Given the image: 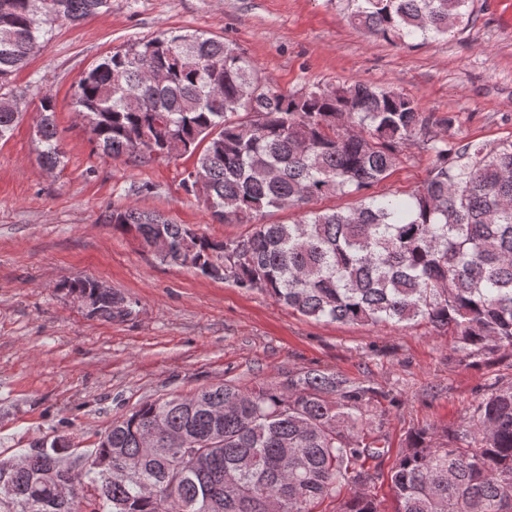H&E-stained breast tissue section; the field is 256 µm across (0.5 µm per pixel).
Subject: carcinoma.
<instances>
[{
	"label": "carcinoma",
	"mask_w": 512,
	"mask_h": 512,
	"mask_svg": "<svg viewBox=\"0 0 512 512\" xmlns=\"http://www.w3.org/2000/svg\"><path fill=\"white\" fill-rule=\"evenodd\" d=\"M349 23L389 43L426 41L470 22L468 0H344ZM111 0H0V89L47 47L56 24L95 17ZM72 104L96 122L94 140L139 162L193 159L194 193L219 222L248 224L211 238L134 207L107 215L160 260L257 290L315 321L446 329L473 365L512 351V140L457 142L455 117L422 111L389 87L361 81L283 92L235 45L198 31L116 50L83 72ZM36 138L49 169L63 163L55 105L37 107ZM418 144L427 178L406 196L375 194ZM354 196L345 210H316ZM301 219L264 224L270 209ZM78 278L70 294L105 320L131 314L122 296ZM157 427L183 437L194 462L174 471L144 448ZM374 389L307 370L249 388L221 384L147 399L99 436L85 467L67 465V437L14 462L0 512H512V381L479 395L455 427L412 433L388 475L391 511L371 493L366 467L385 455Z\"/></svg>",
	"instance_id": "1"
}]
</instances>
